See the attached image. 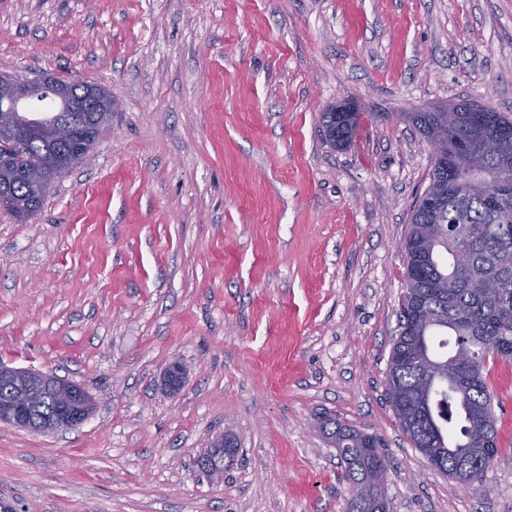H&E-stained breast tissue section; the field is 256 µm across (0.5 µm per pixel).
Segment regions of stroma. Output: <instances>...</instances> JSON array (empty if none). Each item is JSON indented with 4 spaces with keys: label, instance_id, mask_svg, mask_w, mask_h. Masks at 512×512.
Listing matches in <instances>:
<instances>
[{
    "label": "stroma",
    "instance_id": "obj_1",
    "mask_svg": "<svg viewBox=\"0 0 512 512\" xmlns=\"http://www.w3.org/2000/svg\"><path fill=\"white\" fill-rule=\"evenodd\" d=\"M1 72L116 107L35 217L0 212V363L95 400L65 432L0 423V508L345 512L330 417L379 439L389 512H512V363L485 362L500 451L465 486L385 394L431 172L403 115H512V0H0ZM334 103L356 112L343 149ZM223 433L214 481L196 461ZM355 112H336V106L321 115V126L326 140L333 147H345L353 139L356 126Z\"/></svg>",
    "mask_w": 512,
    "mask_h": 512
}]
</instances>
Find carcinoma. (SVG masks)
<instances>
[{
  "mask_svg": "<svg viewBox=\"0 0 512 512\" xmlns=\"http://www.w3.org/2000/svg\"><path fill=\"white\" fill-rule=\"evenodd\" d=\"M460 102L452 112H410V121L427 143L446 128L447 142L432 152L425 197L414 204L404 253L406 292L400 309L401 333L393 344L386 396L401 393L405 416L400 427L415 448H431V466L453 476L463 464L480 480L498 453L491 429L486 460L470 459L482 432L483 418L496 424L494 396L483 375L485 361L496 356L512 362V118L502 112H472ZM57 112L26 111L21 120L35 126ZM356 114L336 107L321 115L326 140L345 147L353 139ZM499 143L498 153L467 176V154L486 140ZM52 144L32 138L13 146L8 156L17 166L40 161ZM22 220L25 185L12 190ZM469 256L456 264V252ZM322 429L345 464L351 487L368 484L378 465L387 464L378 439L339 424Z\"/></svg>",
  "mask_w": 512,
  "mask_h": 512,
  "instance_id": "obj_1",
  "label": "carcinoma"
}]
</instances>
